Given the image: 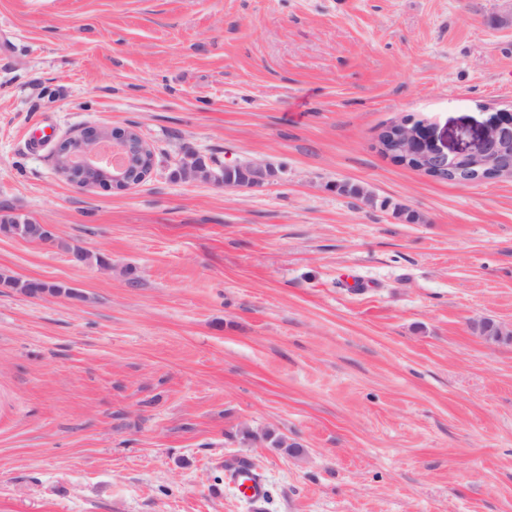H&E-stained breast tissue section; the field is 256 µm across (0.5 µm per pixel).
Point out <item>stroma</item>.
Returning <instances> with one entry per match:
<instances>
[{
	"mask_svg": "<svg viewBox=\"0 0 512 512\" xmlns=\"http://www.w3.org/2000/svg\"><path fill=\"white\" fill-rule=\"evenodd\" d=\"M505 109L512 0H0V215L57 238L0 234V280L64 288L0 283V512H250L236 462L263 512H512V179L378 148ZM91 125L153 173L74 188ZM188 148L275 175L173 178ZM133 140H137L143 147L147 144L137 131L131 127H85L78 134L57 142L55 147L57 169L62 176L80 190L100 183H108L114 190L125 189L127 177L132 172H137V169L131 167L132 159L139 156ZM103 143H113L121 150L125 160L124 165L121 169L115 171L112 175V181L101 180L91 183V175L97 169L94 165L96 163L95 159ZM79 158L84 159L81 164L76 162ZM46 228L52 231L49 225H44ZM41 224L29 221L25 218L12 215H1L0 216V228H10L11 231H15L23 239L30 241H43L49 236V232ZM53 232V231H52ZM226 478L239 497L250 505L253 511L262 510L269 490L263 476L247 463H239L227 470Z\"/></svg>",
	"mask_w": 512,
	"mask_h": 512,
	"instance_id": "35a3bbf8",
	"label": "stroma"
}]
</instances>
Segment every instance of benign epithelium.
Masks as SVG:
<instances>
[{
    "mask_svg": "<svg viewBox=\"0 0 512 512\" xmlns=\"http://www.w3.org/2000/svg\"><path fill=\"white\" fill-rule=\"evenodd\" d=\"M512 128V113L503 114L489 126L477 141L457 150H448L434 129L422 124L402 120L387 128L391 141L387 146L395 161L416 157L420 161L418 170L435 178H446L453 163L463 160L467 170L452 182L470 186L503 177H512V143L506 137ZM104 143L117 146L123 156L124 165L112 175L110 185L114 190L127 186L126 179L137 169L131 161L138 156L136 145L146 146L137 131L129 128H106L89 126L74 136L61 139L55 147V159L59 173L76 188L83 190L93 186L91 175L96 170L95 159Z\"/></svg>",
    "mask_w": 512,
    "mask_h": 512,
    "instance_id": "benign-epithelium-1",
    "label": "benign epithelium"
}]
</instances>
